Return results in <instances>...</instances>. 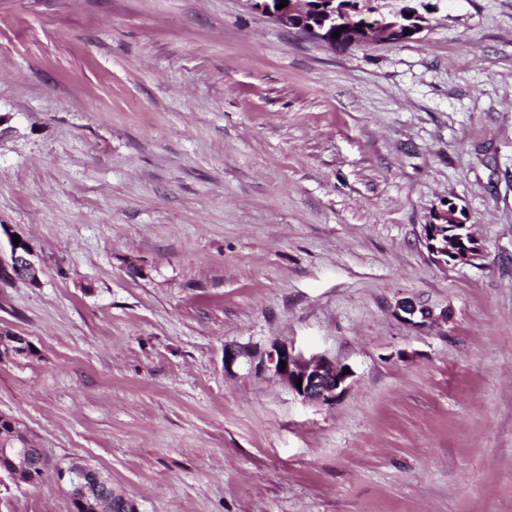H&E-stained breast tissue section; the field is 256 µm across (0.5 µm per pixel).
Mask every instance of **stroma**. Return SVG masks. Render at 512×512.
Returning a JSON list of instances; mask_svg holds the SVG:
<instances>
[{
	"mask_svg": "<svg viewBox=\"0 0 512 512\" xmlns=\"http://www.w3.org/2000/svg\"><path fill=\"white\" fill-rule=\"evenodd\" d=\"M436 2L334 49L247 0H0V245L39 267L0 280V414L51 467L138 512H512V0ZM449 200L474 264L421 240ZM275 341L336 400L225 372ZM10 248V262L7 265L1 262V268H7L15 264L16 266H23L27 273L36 270L37 263L34 260V253L27 244L20 241L19 245H15L14 241H11ZM395 313L402 320L410 324L423 322L445 323L448 321V310H441L439 314H436L432 308L426 307L412 298L398 300L395 305ZM418 317L421 319L420 322L415 321V318ZM280 360L286 367L281 370ZM247 366L249 370L271 371L288 387L308 401H327L336 398L340 389L351 376L344 374L346 368H337L323 358H305L295 354L288 345L273 343L268 349L252 345L228 344L224 347V370ZM302 379L301 388L297 387ZM99 480V473L90 466H75L73 468H58L55 472V482L64 489L68 495L70 490L79 489L86 498L90 482Z\"/></svg>",
	"mask_w": 512,
	"mask_h": 512,
	"instance_id": "35a3bbf8",
	"label": "stroma"
}]
</instances>
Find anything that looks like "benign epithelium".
I'll list each match as a JSON object with an SVG mask.
<instances>
[{
  "mask_svg": "<svg viewBox=\"0 0 512 512\" xmlns=\"http://www.w3.org/2000/svg\"><path fill=\"white\" fill-rule=\"evenodd\" d=\"M251 7L269 15L278 25L295 30L301 34L323 41L332 48H345L357 43L369 41H384L387 38L382 25L371 22L358 23L348 19L347 15L339 16L336 10L323 11L321 4L333 0H287V6L279 9L281 0H248ZM346 27L347 38L338 42L331 34L336 26ZM424 239L430 244L432 257L441 266L467 265L480 256L478 240L468 244L463 238L448 236V247H440L433 243L436 230L426 224L423 227ZM9 265H17L31 272L36 269V261L31 248L21 242L10 245ZM395 313L407 323H415L419 318L423 322H447L448 310L440 313L412 298L397 301ZM286 367H281V363ZM248 367L254 371H271L288 387L303 399L308 401H327L336 397L349 378L344 369L338 368L323 358H305L294 353L285 344L273 343L268 349L252 345L228 344L224 346V371L230 372L233 367ZM99 479V473L90 466H75L59 468L55 472V482L65 491L75 488L82 494H87L90 482Z\"/></svg>",
  "mask_w": 512,
  "mask_h": 512,
  "instance_id": "7a95c632",
  "label": "benign epithelium"
}]
</instances>
